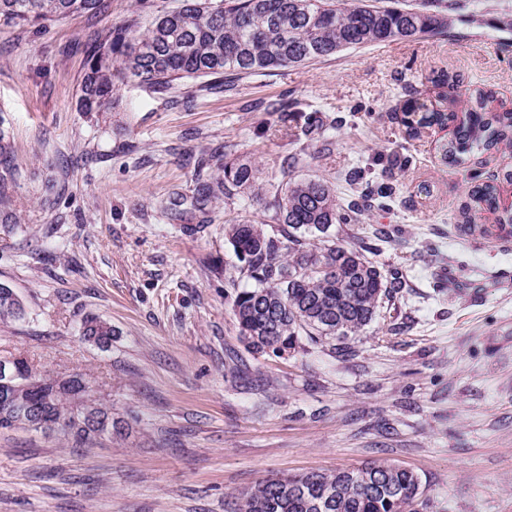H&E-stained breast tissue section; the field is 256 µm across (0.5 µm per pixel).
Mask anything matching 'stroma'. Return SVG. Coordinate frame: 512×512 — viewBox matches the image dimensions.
Instances as JSON below:
<instances>
[{
    "mask_svg": "<svg viewBox=\"0 0 512 512\" xmlns=\"http://www.w3.org/2000/svg\"><path fill=\"white\" fill-rule=\"evenodd\" d=\"M182 0H102L41 25L0 22V283L23 303L0 323V355L45 374L87 373L121 433L91 447L0 431V512H232L266 477L390 461L418 473L429 512H512V241L465 233L491 214L474 184L512 198V154L443 159L452 127L408 138L403 107L443 87L490 92L512 110V0H440L438 36L349 49L299 67L185 79L160 92L124 83L100 112L79 108L95 45L145 31ZM286 102L298 109L283 114ZM336 121V146L299 177L370 168L395 185L389 209L338 224L342 244L405 282L351 355L308 345L282 357L240 340L231 290L242 198L190 200L224 157L276 171L298 150L303 115ZM397 227V242L378 232ZM111 323L102 350L81 340L86 314Z\"/></svg>",
    "mask_w": 512,
    "mask_h": 512,
    "instance_id": "stroma-1",
    "label": "stroma"
}]
</instances>
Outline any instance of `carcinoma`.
<instances>
[{"label": "carcinoma", "instance_id": "1", "mask_svg": "<svg viewBox=\"0 0 512 512\" xmlns=\"http://www.w3.org/2000/svg\"><path fill=\"white\" fill-rule=\"evenodd\" d=\"M436 0L402 7L399 0H184L181 7L154 19L142 34L127 39L128 28L116 29L108 51L92 57L80 84L79 105L99 112L115 103L120 85L134 78L165 90L186 78L256 75L295 67L336 55L351 47L388 40H414L448 28L430 12ZM97 0H0V21L39 23L96 8ZM442 109L413 101L407 109V133L455 123L454 137L443 149L450 165H460L473 149L504 146L512 150V111L495 112L493 99L479 91L461 99L442 96ZM303 135L328 149L336 125L305 117ZM304 158L283 160L279 176L259 182L258 168L238 158L224 160L222 176L203 185L191 204L218 193L245 196L265 212H273L278 229L267 222L238 220L224 225V236L239 262L232 311L239 335L255 354L279 356L302 342L333 350L352 342L376 319L381 304L391 300L401 281L388 277L370 261L366 245L345 246L328 235L335 224H356L369 203L390 197L393 187L354 171L346 185L358 200L345 207L336 183L323 175L294 177ZM470 196L496 224H512L500 212L494 183L472 187ZM24 308L12 288L0 284V322L18 321ZM82 339L99 348L112 343V325L96 315L80 323ZM16 371L9 404L0 405V430L41 432L31 405L69 420L59 435L76 443L112 437L109 428L82 426L85 409L81 382L74 371L51 377L35 369L21 354L6 357ZM426 486L414 471L379 461L333 472L309 471L284 478H265L236 496L235 512H424Z\"/></svg>", "mask_w": 512, "mask_h": 512}]
</instances>
